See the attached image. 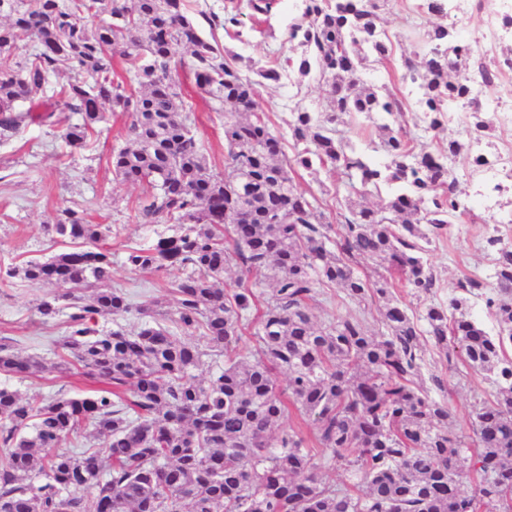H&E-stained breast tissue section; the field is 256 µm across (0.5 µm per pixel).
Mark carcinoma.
<instances>
[{
	"label": "carcinoma",
	"mask_w": 512,
	"mask_h": 512,
	"mask_svg": "<svg viewBox=\"0 0 512 512\" xmlns=\"http://www.w3.org/2000/svg\"><path fill=\"white\" fill-rule=\"evenodd\" d=\"M0 18V141L32 124L56 127L72 112L79 119L60 138L75 149L94 135L104 107L127 115L113 173L147 187L139 219L174 230L129 249L124 263L186 271L172 283L173 312L158 311V300L133 305L111 286L112 252L101 244L109 228L71 208L47 227L69 251L6 271L89 290L74 300L46 296L37 312L49 322L67 302L62 366L102 388L40 402L0 386V512H87V490L95 512H512V244L487 240L493 334L471 314L483 288L476 278L458 280L448 305H431L419 319L395 295L398 281L416 293L435 288L425 245L467 211L448 165L467 144L417 143L388 121L403 112L404 97L362 81L367 64L394 63L380 0H306L288 32L299 53L252 66L256 80L201 36L190 0H0ZM416 36L424 57L404 59L399 83L415 88L426 130L442 128L453 110L484 130L462 75L470 45L444 25ZM28 42L33 52L17 58ZM177 46L189 60L176 59ZM183 66L209 109L224 113L222 174L192 130L173 76ZM66 70L71 77L58 82ZM287 71L314 77L327 104L292 113L299 150L282 159L256 86ZM374 114L382 165L338 130ZM317 167L357 195L386 194L377 208L351 203L336 212L334 251L331 225L313 219L314 197L294 187L298 170ZM362 260L371 273L355 271ZM231 267L264 273L270 292L262 297L243 279L231 293L217 287ZM336 284L360 305L380 303L385 334H369L353 315L314 323L310 302ZM133 311L142 318L133 333L92 325L97 315L115 321ZM246 332L256 343L249 355L239 350ZM428 339L447 362L464 358L494 386L493 399L472 411L470 436L457 435L448 402L415 381ZM211 355L224 367L200 380L195 370ZM43 370L42 359L20 357L0 338V373ZM278 371L288 374L284 388ZM292 411L312 419L313 443L279 430ZM86 428L101 447L66 448ZM324 468L345 470L349 483L326 481ZM463 474L476 478L474 491L461 489Z\"/></svg>",
	"instance_id": "carcinoma-1"
}]
</instances>
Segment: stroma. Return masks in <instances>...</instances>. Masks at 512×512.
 Wrapping results in <instances>:
<instances>
[{
    "label": "stroma",
    "instance_id": "stroma-1",
    "mask_svg": "<svg viewBox=\"0 0 512 512\" xmlns=\"http://www.w3.org/2000/svg\"><path fill=\"white\" fill-rule=\"evenodd\" d=\"M445 2L450 9L439 18L428 13L427 0H390L382 13V27L396 54L413 56L416 47L408 24L415 21L454 26L477 53L484 48L486 32L495 31L493 59L512 58V27L504 23L505 17H512V5L507 0H485L482 11L461 13L454 8L456 0ZM303 9V0H276L269 14L256 18L242 14L237 37L206 25L201 32L204 38H216L220 46L242 59L265 63L293 54L288 30ZM178 80L185 100L194 107L195 132L209 167L213 172H223L224 116L205 107L188 71H179ZM258 91L284 153L293 156L294 142L288 128L291 114L299 106L311 112L321 111L325 105L323 89L311 78L286 74L279 82H263ZM127 123L126 115L106 114L96 134L80 149H65L59 129L37 125L28 126L8 142L0 143L1 269L64 252V244L53 241L45 227L55 222L61 209L70 207L84 212L90 223L109 226L114 287L123 289L133 305L158 298L165 309H173L169 285L176 278V271H132L123 264L127 249L149 244L170 232L166 224L139 223L134 208L143 194L142 186L122 183L112 174L111 156L125 143ZM294 185L299 191L316 196L317 219L335 221L340 178L323 170L314 174L302 170L295 176ZM490 236L512 242V191L500 193L495 203L471 209L454 220L447 238L429 244L426 258L436 279L432 293L414 295L401 288L398 296L414 315L420 316L428 305L447 304L463 274H472L485 287H493V256L485 243ZM55 291V286L33 285L18 278L0 282V337L12 338L17 353L40 357L48 367L47 372L35 375L0 373V386L26 398L73 397L89 393L92 388L91 383L55 369L62 360L59 341L66 318L61 315L46 323L36 311L39 300ZM311 312L320 325L339 315L356 314L369 332H383L376 306H359L335 285L319 289ZM438 370L444 377V389L438 397L454 410L453 429L469 434L474 403L489 398L493 387L484 375L468 369L461 358H454L451 367H443L437 350L426 345L421 374L426 377Z\"/></svg>",
    "mask_w": 512,
    "mask_h": 512
}]
</instances>
